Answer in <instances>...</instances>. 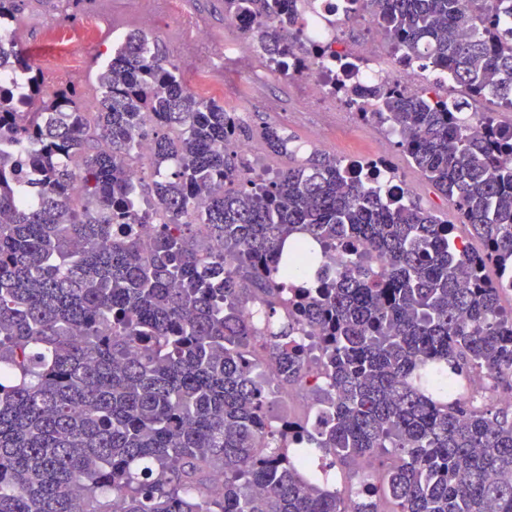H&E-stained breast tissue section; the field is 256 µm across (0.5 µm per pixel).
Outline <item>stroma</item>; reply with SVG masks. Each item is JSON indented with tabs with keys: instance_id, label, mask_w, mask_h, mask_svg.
Returning a JSON list of instances; mask_svg holds the SVG:
<instances>
[{
	"instance_id": "35a3bbf8",
	"label": "stroma",
	"mask_w": 512,
	"mask_h": 512,
	"mask_svg": "<svg viewBox=\"0 0 512 512\" xmlns=\"http://www.w3.org/2000/svg\"><path fill=\"white\" fill-rule=\"evenodd\" d=\"M53 8L52 0H37L22 21L26 51L44 68L48 67L55 48L42 34L43 18L54 16L62 29L79 26L84 19L80 13L70 18L54 14ZM156 22L158 36L179 60L186 80H193L199 57L231 49L233 56L227 63L226 77L232 91L224 96V106L246 113V121L253 129L269 123L285 126L306 149H316L341 160L364 159L384 152L413 199L456 225L460 238H469L470 227L459 223L455 206L411 165L387 129L366 124L349 112L323 113L322 102L308 98L306 83L300 77L273 76L263 87H255L250 76L261 70L265 61L248 35L226 25L218 0H179L172 9L165 0H157ZM202 26L211 32L210 41L203 45L196 41V31Z\"/></svg>"
}]
</instances>
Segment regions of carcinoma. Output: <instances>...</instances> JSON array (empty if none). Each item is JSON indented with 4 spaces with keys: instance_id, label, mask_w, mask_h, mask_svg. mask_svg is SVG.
<instances>
[{
    "instance_id": "carcinoma-1",
    "label": "carcinoma",
    "mask_w": 512,
    "mask_h": 512,
    "mask_svg": "<svg viewBox=\"0 0 512 512\" xmlns=\"http://www.w3.org/2000/svg\"><path fill=\"white\" fill-rule=\"evenodd\" d=\"M345 2L342 22L370 16L406 65L467 90L342 86L482 250L284 126L259 132L284 167L242 178L224 142L252 129L142 29L82 109L26 53L31 0H0V512H512V406L459 393L481 374L512 394V126L470 116L488 94L512 109V0ZM223 4L294 65L297 0ZM274 381L315 393L311 415H272ZM386 458L378 485L330 481Z\"/></svg>"
}]
</instances>
